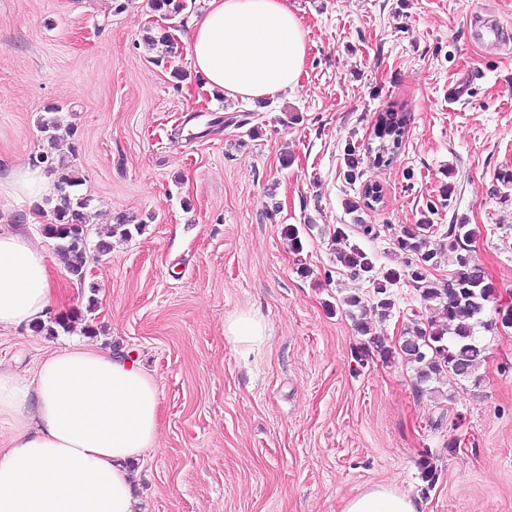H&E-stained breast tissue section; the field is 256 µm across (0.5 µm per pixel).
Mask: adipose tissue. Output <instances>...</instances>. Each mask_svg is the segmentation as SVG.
<instances>
[{
	"instance_id": "ef3b65f1",
	"label": "adipose tissue",
	"mask_w": 512,
	"mask_h": 512,
	"mask_svg": "<svg viewBox=\"0 0 512 512\" xmlns=\"http://www.w3.org/2000/svg\"><path fill=\"white\" fill-rule=\"evenodd\" d=\"M189 53L206 88L249 100L296 90L306 32L287 0H206L191 22ZM5 190L36 201L51 189L38 169L10 172ZM54 290L42 248L0 225V330L44 319ZM224 336L248 352L268 340L264 320L240 312ZM0 512H139L131 462L158 448L160 395L135 358L75 341L42 359L28 378L0 369ZM343 512H421L418 499L373 485Z\"/></svg>"
}]
</instances>
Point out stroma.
Wrapping results in <instances>:
<instances>
[{
	"instance_id": "obj_1",
	"label": "stroma",
	"mask_w": 512,
	"mask_h": 512,
	"mask_svg": "<svg viewBox=\"0 0 512 512\" xmlns=\"http://www.w3.org/2000/svg\"><path fill=\"white\" fill-rule=\"evenodd\" d=\"M288 5L307 33L301 83L252 103L210 95L194 72L185 24L204 0L175 29L149 0H0V175L28 168L44 146L37 119L57 106L75 129L60 151L74 155L94 225L122 214L143 224L79 282L31 204L0 192V225L45 253L52 315L87 310L95 327L1 331L0 365L31 374L76 339L135 355L161 400L159 446L134 467L142 512H342L379 484L419 498L422 512H512V329L484 333L479 385L450 400L418 393L401 358L383 361L339 311L345 295L375 298L337 266L330 238L348 225L386 268L396 232L422 213L437 242L468 224L476 262L512 304V185L498 180L512 171V42L480 44L472 23L512 28V0ZM164 34L175 50L158 67ZM386 111L405 119L397 157L348 182V150L364 153ZM367 183L384 193L373 209L361 205ZM391 292V316L367 319L394 343L419 297L404 279ZM241 311L270 332L247 354L224 337Z\"/></svg>"
}]
</instances>
